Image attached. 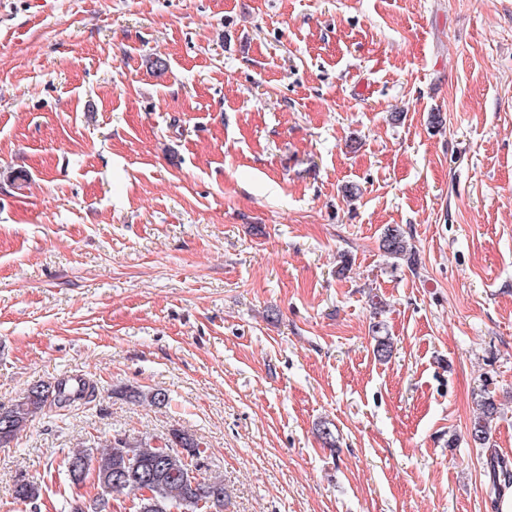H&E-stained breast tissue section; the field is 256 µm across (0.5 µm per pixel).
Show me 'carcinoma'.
Listing matches in <instances>:
<instances>
[{
  "instance_id": "carcinoma-1",
  "label": "carcinoma",
  "mask_w": 512,
  "mask_h": 512,
  "mask_svg": "<svg viewBox=\"0 0 512 512\" xmlns=\"http://www.w3.org/2000/svg\"><path fill=\"white\" fill-rule=\"evenodd\" d=\"M379 249L396 261L408 260L412 245L405 230L399 225L384 228L379 240ZM373 353L380 361L392 356L393 342L378 322L372 326ZM95 388L83 383L75 394L63 390V383L55 385L37 384L30 387L15 404L0 410V445L8 443L23 431L44 408L52 403L74 402L94 396ZM123 395L135 401H146L160 406L168 401L164 392L142 393L126 389ZM478 414L469 430V436L477 448H491L490 422L498 413V406L489 393L484 392L477 400ZM318 439L327 448L337 447L336 427L321 422L316 428ZM201 442L194 435L174 430L153 446L145 441L133 444L128 439L112 437L104 450L93 457L87 450H77L62 459L70 480L75 485L87 479L97 480V486L107 493L132 494L134 509L138 512H224L226 491L224 478L214 475L199 479L194 472L198 461L204 456ZM486 469L497 496L512 488V466L497 454L486 458ZM152 485L153 496L148 499L137 497L142 482ZM42 488L29 480L21 479L14 484V499L37 500Z\"/></svg>"
}]
</instances>
